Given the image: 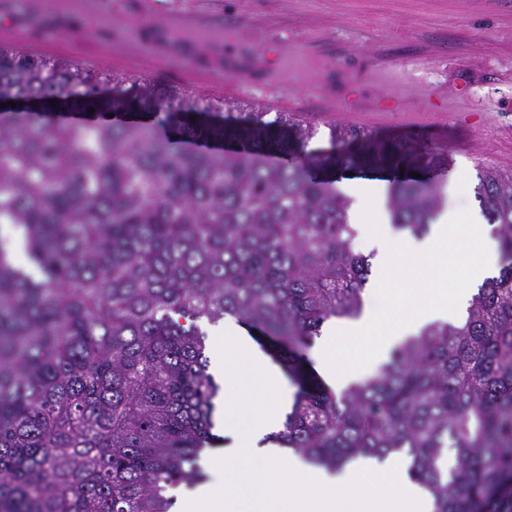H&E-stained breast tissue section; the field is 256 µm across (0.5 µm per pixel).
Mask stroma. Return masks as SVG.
I'll return each instance as SVG.
<instances>
[{
	"instance_id": "obj_1",
	"label": "stroma",
	"mask_w": 512,
	"mask_h": 512,
	"mask_svg": "<svg viewBox=\"0 0 512 512\" xmlns=\"http://www.w3.org/2000/svg\"><path fill=\"white\" fill-rule=\"evenodd\" d=\"M183 11L221 44L182 46L168 19ZM3 24L37 53L297 113L311 151L331 149L335 125L410 140L446 160L449 210L478 209L480 168L512 169V0H0Z\"/></svg>"
}]
</instances>
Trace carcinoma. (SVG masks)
Wrapping results in <instances>:
<instances>
[{
    "label": "carcinoma",
    "instance_id": "obj_1",
    "mask_svg": "<svg viewBox=\"0 0 512 512\" xmlns=\"http://www.w3.org/2000/svg\"><path fill=\"white\" fill-rule=\"evenodd\" d=\"M268 115L0 47V224L40 274L0 244V512H170L167 489L203 481L220 386L198 321L232 316L293 365L362 313L370 264L336 174H422L389 180L387 208L428 232L444 159L337 126L309 152V124ZM474 193L502 268L465 321L339 393L298 377L279 435L329 470L406 458L433 512H512V171H479ZM1 229L3 232L2 238ZM0 241H2L4 245H6L12 252L16 265L25 266L28 268L27 262H25V248L22 229L15 227L13 224H0ZM16 252H23L25 262L24 264H19L17 262Z\"/></svg>",
    "mask_w": 512,
    "mask_h": 512
}]
</instances>
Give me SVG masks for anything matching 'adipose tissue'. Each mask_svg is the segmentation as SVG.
<instances>
[{
  "label": "adipose tissue",
  "mask_w": 512,
  "mask_h": 512,
  "mask_svg": "<svg viewBox=\"0 0 512 512\" xmlns=\"http://www.w3.org/2000/svg\"><path fill=\"white\" fill-rule=\"evenodd\" d=\"M217 342L216 366L232 394L216 423L225 428L244 414L249 424L231 445L208 454L214 478L184 493L185 512H432L430 498L398 458H359L332 473L277 444L292 403L277 371L232 318H225Z\"/></svg>",
  "instance_id": "adipose-tissue-1"
}]
</instances>
